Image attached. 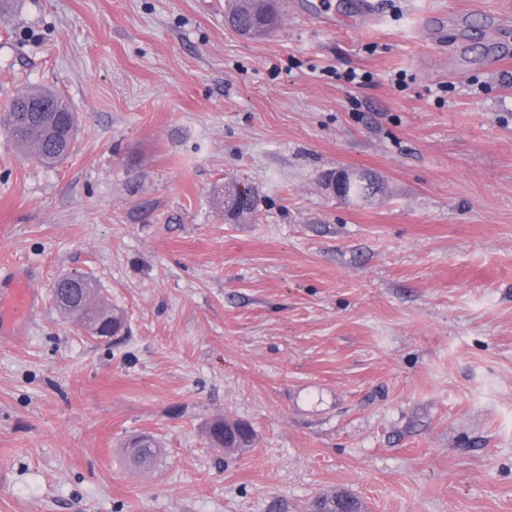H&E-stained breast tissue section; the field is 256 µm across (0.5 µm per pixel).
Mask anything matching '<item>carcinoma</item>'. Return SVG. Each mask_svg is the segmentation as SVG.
Masks as SVG:
<instances>
[{
  "mask_svg": "<svg viewBox=\"0 0 512 512\" xmlns=\"http://www.w3.org/2000/svg\"><path fill=\"white\" fill-rule=\"evenodd\" d=\"M279 20L277 0H228L225 21L244 38L264 36L273 31ZM63 95L47 88H28L12 101L9 111L0 114V129L5 131L25 154L34 157L47 167H54L72 152L79 131V120L69 102L55 103ZM380 190V184L371 172L356 175L352 197L365 199L370 191ZM96 282L84 275L74 280L61 279L54 289V298L62 302L61 310L80 320L91 336L100 332L116 334L121 320L112 310L97 301ZM207 435L210 441L228 453L250 446L252 429L245 423L216 418L209 422ZM162 448L156 439L143 435L132 440L126 455L136 467H149L160 456ZM316 512H363L362 503L355 498L338 493L315 502Z\"/></svg>",
  "mask_w": 512,
  "mask_h": 512,
  "instance_id": "cac0c4a2",
  "label": "carcinoma"
}]
</instances>
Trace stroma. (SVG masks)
Masks as SVG:
<instances>
[{
    "label": "stroma",
    "instance_id": "35a3bbf8",
    "mask_svg": "<svg viewBox=\"0 0 512 512\" xmlns=\"http://www.w3.org/2000/svg\"><path fill=\"white\" fill-rule=\"evenodd\" d=\"M374 2L254 39L226 0L0 13V113L47 85L80 120L53 168L0 131V268L38 292L0 338V512H512V0ZM342 169L382 193L339 199ZM73 273L119 336L61 315ZM207 435L210 441L228 453L241 451L250 446L252 429L245 423L216 418L209 422ZM162 448L156 439L150 435H143L132 440L127 448L126 455L129 462L136 467H150L160 456ZM314 510L319 512H362L363 506L361 502L345 493H335L317 500Z\"/></svg>",
    "mask_w": 512,
    "mask_h": 512
}]
</instances>
